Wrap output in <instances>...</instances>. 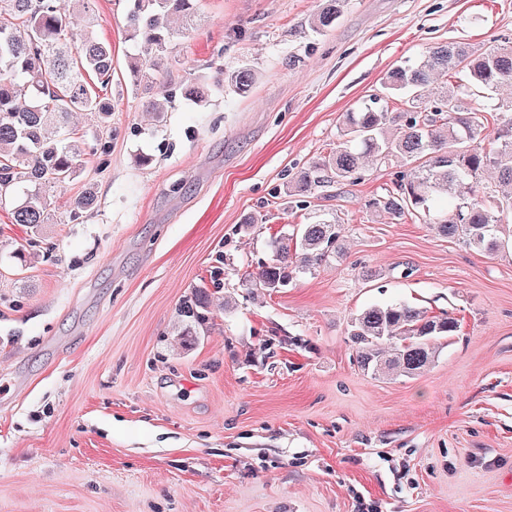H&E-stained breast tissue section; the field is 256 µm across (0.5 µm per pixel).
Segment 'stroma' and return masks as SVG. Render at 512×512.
<instances>
[{
	"label": "stroma",
	"instance_id": "35a3bbf8",
	"mask_svg": "<svg viewBox=\"0 0 512 512\" xmlns=\"http://www.w3.org/2000/svg\"><path fill=\"white\" fill-rule=\"evenodd\" d=\"M322 4L200 0L137 85L129 4L95 0L111 126L70 117L81 166L49 188L47 224L0 201V512H512V248L365 209L395 159L288 207L392 68L512 42V0H348L316 35ZM243 66L260 75L246 97L222 82ZM202 82L200 112L185 89ZM309 214L341 224L343 257L271 295L242 287ZM199 290L203 328L182 313ZM392 301L461 324L414 376L364 370L349 334Z\"/></svg>",
	"mask_w": 512,
	"mask_h": 512
}]
</instances>
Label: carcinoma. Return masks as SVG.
<instances>
[{"instance_id":"carcinoma-1","label":"carcinoma","mask_w":512,"mask_h":512,"mask_svg":"<svg viewBox=\"0 0 512 512\" xmlns=\"http://www.w3.org/2000/svg\"><path fill=\"white\" fill-rule=\"evenodd\" d=\"M127 26L132 36L164 53L176 30L194 29L198 0H131ZM345 0H325L308 19L311 31L336 25ZM478 92L512 89V45L486 49L450 43L430 48L388 72L384 88L404 95L403 108L391 113L375 97L346 114L340 139L328 156L311 162L293 177L306 192L330 172L339 181L357 182L363 164L398 158L404 169L393 174V187L365 201L369 210L392 219L407 213L433 217L438 232L474 249L492 253L500 245L502 218L512 215V113L489 128L487 110L466 106L453 92L424 103L435 80L448 73ZM225 79L239 94L258 80L255 70L241 67ZM112 82V47L93 32H78L57 8L56 0H0V197L14 185L29 183L11 212L12 223L37 227L48 219L43 189L75 178L78 153L66 130L75 112H88L105 124L112 115L104 94ZM494 186L481 185L487 171ZM272 257L250 279L248 288L279 291L297 273H306L343 256L340 225L320 218L297 224L289 236L271 241ZM459 320L430 316L401 302L373 304L351 322V336L366 346L361 365L375 373L389 370L413 376L434 362L441 340L454 335Z\"/></svg>"}]
</instances>
